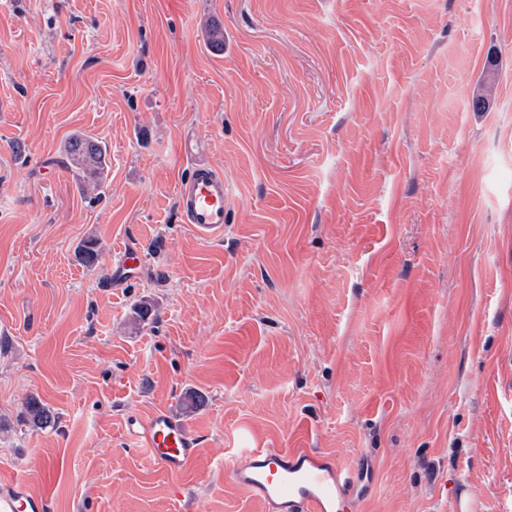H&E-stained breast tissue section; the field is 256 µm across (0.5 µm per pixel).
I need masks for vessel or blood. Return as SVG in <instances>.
Listing matches in <instances>:
<instances>
[{
	"mask_svg": "<svg viewBox=\"0 0 512 512\" xmlns=\"http://www.w3.org/2000/svg\"><path fill=\"white\" fill-rule=\"evenodd\" d=\"M192 161L177 184L178 208L185 223L201 237L223 233L227 186L223 173L199 161L200 143L193 136L179 142ZM128 432L162 470L178 474L200 451V441L186 424L165 410L131 415ZM358 477L335 458L308 448H243L234 459L231 480L262 512H349V493ZM49 500L24 479L0 476V512H46Z\"/></svg>",
	"mask_w": 512,
	"mask_h": 512,
	"instance_id": "b4317fda",
	"label": "vessel or blood"
}]
</instances>
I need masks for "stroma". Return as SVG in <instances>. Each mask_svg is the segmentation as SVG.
I'll return each instance as SVG.
<instances>
[{
  "label": "stroma",
  "mask_w": 512,
  "mask_h": 512,
  "mask_svg": "<svg viewBox=\"0 0 512 512\" xmlns=\"http://www.w3.org/2000/svg\"><path fill=\"white\" fill-rule=\"evenodd\" d=\"M0 104V472L49 512H256L238 450L301 443L355 512H512V0H0ZM157 409L200 440L181 474L126 432ZM71 168L82 176L86 188L96 194L103 191L109 172L110 159L106 145L93 138L75 134L64 146ZM179 151L183 157L195 160L176 187L178 208L185 224H190L204 238L223 234L228 196L224 174L210 164L196 160L200 143L193 136L188 134L180 140ZM145 261V255L137 247L124 248L117 258L115 272L119 275L132 273L131 271L140 268ZM24 421L31 423L40 429L51 427L55 424V417H52L50 411L36 397L28 398L24 403V412H22Z\"/></svg>",
  "instance_id": "stroma-1"
}]
</instances>
